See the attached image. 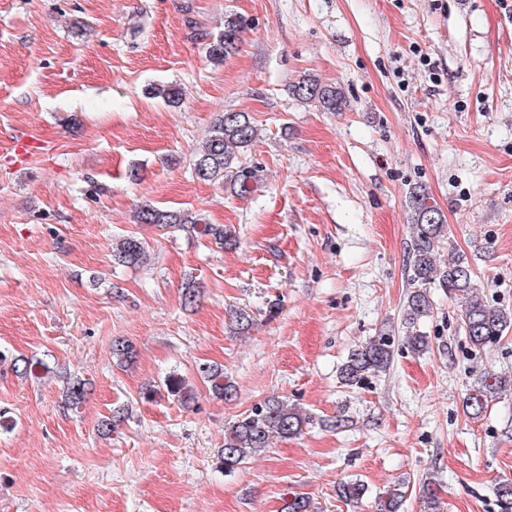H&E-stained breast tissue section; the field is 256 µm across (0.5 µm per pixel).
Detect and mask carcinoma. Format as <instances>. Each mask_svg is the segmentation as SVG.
<instances>
[{
  "label": "carcinoma",
  "mask_w": 512,
  "mask_h": 512,
  "mask_svg": "<svg viewBox=\"0 0 512 512\" xmlns=\"http://www.w3.org/2000/svg\"><path fill=\"white\" fill-rule=\"evenodd\" d=\"M248 28V20L238 13L224 15L223 29L208 44L206 55L217 65L235 54L241 44V34ZM148 94L161 98L171 106L183 102L184 91L176 85L153 84ZM297 101L313 105L322 112L342 109L344 99L339 88L324 84L315 78H306L292 85ZM258 140V129L246 112H224L212 124L209 135L193 159V172L200 181L218 184L233 194L241 196L251 191L259 181L257 170L243 164L242 156ZM407 207L410 213L412 239L409 254V277L412 290L403 304L402 328L406 348L423 352L429 348V337L420 330L421 321L432 309L429 289L440 288L458 304L460 318L470 344L485 349L498 343L505 333L512 330V312L490 306L474 294L476 274L468 257L453 253L447 264L439 266L436 255L448 240V225L442 211L431 202L430 195L420 187L409 191ZM136 221L139 224L189 227L213 237L223 245H233L234 237L221 227L202 224L197 216L177 209H162L152 204L139 207ZM148 256L146 241L136 235H127L112 248V260L118 266L134 267L144 263ZM394 354V341L389 336H374L353 349L339 367L340 384L349 389L362 385L373 376L389 370ZM112 356L122 367L135 358L134 347L125 340L112 342ZM15 372L24 375H48L51 366L43 359L17 358L12 361ZM209 391L219 400H229L236 393L231 377L219 368L207 374ZM88 392L83 380L70 382L65 391L64 404L76 408ZM512 394V377L506 374L484 373L463 401V410L472 419L485 413L489 403ZM125 418V411L118 408L101 420L98 431L107 436ZM311 423V416L288 405L278 398H269L255 405L249 412L227 428L221 457L224 471L230 473L247 459L263 452L274 438H292L304 432ZM367 493L365 484L349 481L338 485L336 494L344 502L359 503ZM422 512H442L439 482L427 475L420 487ZM497 512H512V481L500 482L495 492ZM405 493L401 488H390L376 499L377 512H401Z\"/></svg>",
  "instance_id": "1"
}]
</instances>
